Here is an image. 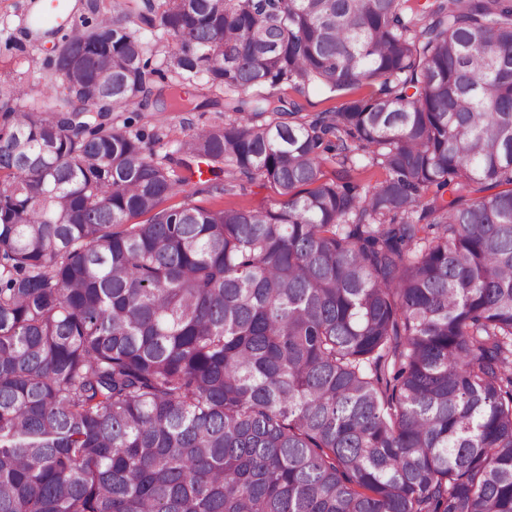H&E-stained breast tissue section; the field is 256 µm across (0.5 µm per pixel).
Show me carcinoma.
Returning a JSON list of instances; mask_svg holds the SVG:
<instances>
[{"label": "carcinoma", "instance_id": "carcinoma-1", "mask_svg": "<svg viewBox=\"0 0 512 512\" xmlns=\"http://www.w3.org/2000/svg\"><path fill=\"white\" fill-rule=\"evenodd\" d=\"M132 16L161 111L237 117L160 158L115 123ZM54 71L0 83V512H512V0H128ZM195 159L282 200L161 207ZM130 27L134 30H139L142 41L145 43L147 54L145 58H149L150 66L149 69L157 68L163 69L161 65L165 52L172 48L174 41L172 37L160 26H156L152 29L140 28L136 23H130ZM165 72L166 79H161L158 75L151 77V88L157 90L158 88L170 82V73ZM376 88L375 85H364L337 98H328L327 95L314 89H299L291 84H283L271 89L270 92L273 93L275 98L294 102L302 115L313 116L319 112L337 111L349 100L368 97Z\"/></svg>", "mask_w": 512, "mask_h": 512}]
</instances>
